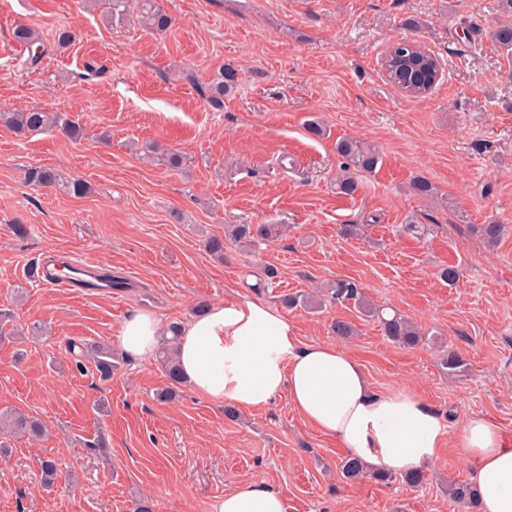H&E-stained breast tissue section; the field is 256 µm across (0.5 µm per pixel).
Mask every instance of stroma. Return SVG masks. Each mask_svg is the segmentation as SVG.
Returning a JSON list of instances; mask_svg holds the SVG:
<instances>
[{
    "label": "stroma",
    "mask_w": 512,
    "mask_h": 512,
    "mask_svg": "<svg viewBox=\"0 0 512 512\" xmlns=\"http://www.w3.org/2000/svg\"><path fill=\"white\" fill-rule=\"evenodd\" d=\"M173 16L166 34L110 16L109 0H0V109L41 106L84 128L25 136L0 127V410L41 420L42 438L10 439L0 452V512H210L213 502L257 482L280 492L287 512H463L452 481L472 464L443 445L425 482L349 481L344 449L307 424L279 395L225 417L189 385L167 386L154 357L125 356L110 379L76 366L70 340L120 349L122 322L151 311L161 324L199 306L260 300L287 316L300 344L340 342L372 389L424 401L450 429L490 418L512 441V56L492 33L504 0H159ZM35 27L44 53L31 63L13 39ZM75 33L57 45L61 29ZM440 60L424 98L383 75L399 39ZM239 82L222 106L207 86L224 66ZM327 136L309 135L308 117ZM351 137L379 148L375 173L354 195L336 191ZM154 142L182 158L143 160ZM79 178L89 194L29 184L31 167ZM432 198L414 195V178ZM430 225L427 237L405 231ZM506 225L498 246L478 224ZM230 224H277V238L211 254L207 238ZM360 224L362 235L340 229ZM93 258L126 281L110 293L78 294L35 281L36 262ZM458 267L455 284L441 279ZM337 280L354 282L376 307L416 323L423 342L405 349L352 302L320 311L282 298ZM352 324L336 339L331 325ZM48 337L32 338V323ZM457 353L463 367L449 375ZM104 439L103 450L93 447ZM59 475L42 486V460Z\"/></svg>",
    "instance_id": "obj_1"
}]
</instances>
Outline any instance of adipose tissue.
<instances>
[{"label": "adipose tissue", "mask_w": 512, "mask_h": 512, "mask_svg": "<svg viewBox=\"0 0 512 512\" xmlns=\"http://www.w3.org/2000/svg\"><path fill=\"white\" fill-rule=\"evenodd\" d=\"M162 334L154 314L120 326L123 350L152 354ZM182 377L201 398L241 409L287 393L293 409L366 466L404 473L433 463L447 438L439 416L419 398L373 392L359 362L334 343L299 345L287 317L253 300L217 303L188 319L177 349ZM476 465L480 512H512V446L498 426L469 417L452 438ZM212 512H286L284 498L259 483L218 499Z\"/></svg>", "instance_id": "adipose-tissue-1"}]
</instances>
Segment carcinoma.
I'll return each mask as SVG.
<instances>
[{"instance_id": "carcinoma-1", "label": "carcinoma", "mask_w": 512, "mask_h": 512, "mask_svg": "<svg viewBox=\"0 0 512 512\" xmlns=\"http://www.w3.org/2000/svg\"><path fill=\"white\" fill-rule=\"evenodd\" d=\"M138 12L141 22L149 29L157 32H166L172 19L160 6L158 0H138ZM14 39L31 53V60L38 62L43 55L44 46L40 44L41 37L35 28L19 25L13 32ZM421 60V64L434 70V80H439V64L435 56L415 40H402L395 43L387 53L383 72L387 80L412 97H422L431 91V85L418 83L419 67L411 63L412 57ZM239 81L238 71L226 66L220 75L212 82L209 102L217 105L222 103L224 93L234 88ZM0 126H4L17 133H33L53 128L61 134L76 139L81 134V127L61 112H48L41 107H31L24 111L0 110ZM337 153L345 159L341 173L336 177V190L338 193L351 196L359 186V177L373 172L379 162L380 154L371 145H366L352 138H344L336 144ZM26 180L36 187H53L57 183V176L50 168L32 167L26 172ZM277 231L269 224H236L232 229V236L239 240L266 239ZM476 231L482 240L490 246L496 245L507 231L503 224H479ZM332 300H352L358 309L366 316L376 317L383 326L385 335L395 344L411 348L422 341V333L418 327L400 313L384 315V312L368 303L355 284L341 281L326 289ZM180 324L172 323L168 326L171 337L168 344L158 353L157 361L169 381V386L158 393L162 401H169L177 396V387L183 383L177 364L176 352L173 351V341L177 339ZM79 357L91 361L100 374L107 379L112 371L118 367L119 357L112 355V349L105 345H84ZM44 432L43 424L28 415L11 409L0 412V448L8 447L7 437L14 435H28L39 437ZM339 470L343 478L357 480L367 476L377 481H387L392 475L386 472H369L363 462L347 455L340 460ZM450 499L462 505L467 512H478L477 491L468 483L452 482L448 485Z\"/></svg>"}]
</instances>
